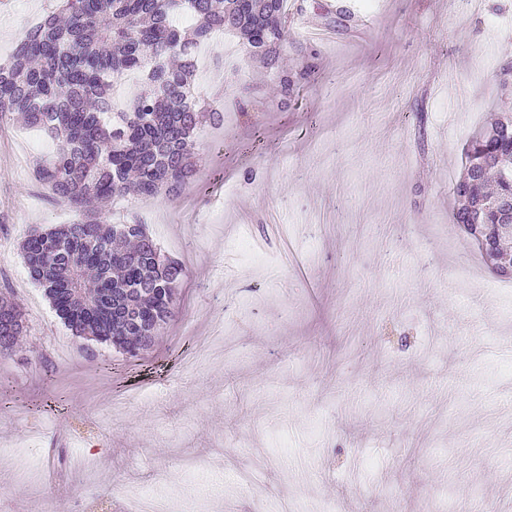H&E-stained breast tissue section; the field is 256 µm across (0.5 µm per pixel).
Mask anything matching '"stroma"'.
Here are the masks:
<instances>
[{"instance_id": "35a3bbf8", "label": "stroma", "mask_w": 512, "mask_h": 512, "mask_svg": "<svg viewBox=\"0 0 512 512\" xmlns=\"http://www.w3.org/2000/svg\"><path fill=\"white\" fill-rule=\"evenodd\" d=\"M288 2L280 70L234 35L200 48L224 125L181 192L102 208L187 268L141 359L72 336L31 281L25 233L77 214L34 176L52 140L0 119V289L27 323L0 358V448L58 474L0 484V512H117L129 485L185 512H512V278L448 218L466 143L512 113V0H351L360 39L335 0ZM59 4L0 0V65ZM188 458L209 463L192 483Z\"/></svg>"}]
</instances>
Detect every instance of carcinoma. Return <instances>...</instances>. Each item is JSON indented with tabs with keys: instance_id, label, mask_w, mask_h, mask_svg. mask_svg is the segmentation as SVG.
I'll list each match as a JSON object with an SVG mask.
<instances>
[{
	"instance_id": "1",
	"label": "carcinoma",
	"mask_w": 512,
	"mask_h": 512,
	"mask_svg": "<svg viewBox=\"0 0 512 512\" xmlns=\"http://www.w3.org/2000/svg\"><path fill=\"white\" fill-rule=\"evenodd\" d=\"M287 0H65L0 65V114L45 131L55 151L35 164L53 198L80 218L21 241L30 278L71 334L109 343L131 358L175 316L181 262L162 253L144 224H107L90 205L114 196L174 193L191 177L194 136L224 113L190 91L197 49L238 34L253 57L276 68L286 41ZM192 18L187 29L176 17ZM135 75L139 91L122 112L112 90ZM450 220L492 269L512 257V231L495 201L512 196V114L499 115L464 148ZM20 309L0 292V357L23 334Z\"/></svg>"
}]
</instances>
